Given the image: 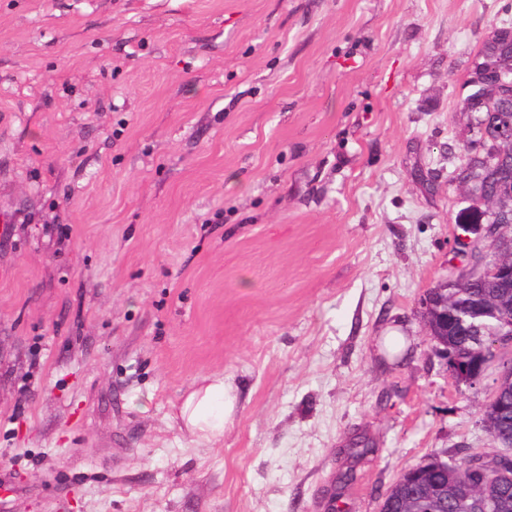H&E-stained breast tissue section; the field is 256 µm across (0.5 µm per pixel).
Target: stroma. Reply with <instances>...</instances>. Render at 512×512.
Wrapping results in <instances>:
<instances>
[{"label":"stroma","mask_w":512,"mask_h":512,"mask_svg":"<svg viewBox=\"0 0 512 512\" xmlns=\"http://www.w3.org/2000/svg\"><path fill=\"white\" fill-rule=\"evenodd\" d=\"M512 0H0V512H379L497 445L420 300ZM237 386L223 439L178 410ZM478 53L475 60L478 59L481 64L499 70L504 76H510V74L512 76V46L500 45L496 39L488 40L483 43ZM475 60L473 61L474 67L472 66L469 83L475 82L474 78L478 75Z\"/></svg>","instance_id":"1"}]
</instances>
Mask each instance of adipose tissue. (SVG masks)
<instances>
[{"mask_svg": "<svg viewBox=\"0 0 512 512\" xmlns=\"http://www.w3.org/2000/svg\"><path fill=\"white\" fill-rule=\"evenodd\" d=\"M236 399L232 384L223 376L213 375L186 396L179 414L192 435L208 442L215 441L223 437Z\"/></svg>", "mask_w": 512, "mask_h": 512, "instance_id": "1", "label": "adipose tissue"}]
</instances>
